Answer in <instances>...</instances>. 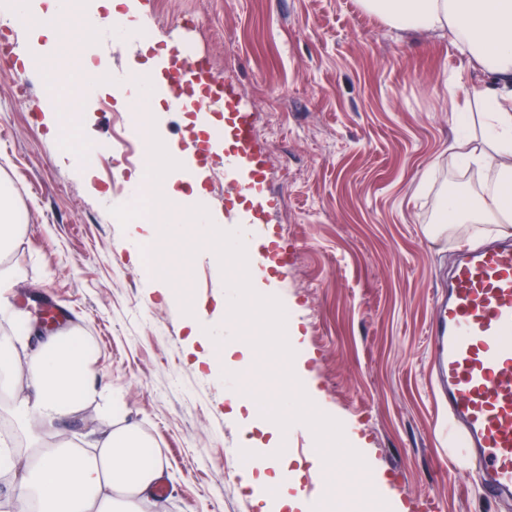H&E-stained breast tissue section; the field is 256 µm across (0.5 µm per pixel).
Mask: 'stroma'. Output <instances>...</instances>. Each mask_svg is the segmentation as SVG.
<instances>
[{
	"label": "stroma",
	"instance_id": "stroma-1",
	"mask_svg": "<svg viewBox=\"0 0 512 512\" xmlns=\"http://www.w3.org/2000/svg\"><path fill=\"white\" fill-rule=\"evenodd\" d=\"M134 9L142 44L105 27L60 31L65 64L50 75L18 65L28 29L0 15V183L24 217L0 268L18 279L9 304L43 333L83 329L98 381L121 399L118 426L136 425L162 459L166 493L147 512H254L235 455L242 423L227 396L236 389L259 405L283 377L267 359L269 332L242 304L225 307L223 323L249 359L227 370L185 355L182 300L215 306L232 267L189 243L149 242L144 265L130 258L128 191L145 146L121 144L136 105L117 99L114 83L138 67L165 74V46L187 16L186 48L253 110L279 198L260 214L269 236L255 242L274 280L267 302L288 313L337 447L347 462L367 458L389 492L378 507L356 475L332 482L308 471L303 483L319 481L334 512H408L412 495L436 498L444 512H512V500L480 497L463 452L449 454L446 410L429 388L433 300L461 246L501 239L496 225L459 224L445 209L451 177L469 171L451 143L487 147L482 69L447 31L398 30L361 0H135ZM87 36L113 78L82 99L78 124L59 138L42 107L53 91L78 95ZM154 104L161 141L190 148L196 114L169 111L162 97ZM159 288L172 302L157 299ZM44 308L59 320L41 321Z\"/></svg>",
	"mask_w": 512,
	"mask_h": 512
}]
</instances>
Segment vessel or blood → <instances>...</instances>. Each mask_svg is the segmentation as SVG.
Returning <instances> with one entry per match:
<instances>
[{
  "label": "vessel or blood",
  "instance_id": "1",
  "mask_svg": "<svg viewBox=\"0 0 512 512\" xmlns=\"http://www.w3.org/2000/svg\"><path fill=\"white\" fill-rule=\"evenodd\" d=\"M172 56L179 85L191 90L171 100L172 110L223 113V152L208 139L196 151L234 179L231 200L250 201L265 180L250 111L232 87L213 80L209 68L186 61L177 49ZM426 334L437 387L448 402L449 444L463 448L484 498L512 497V243L463 251Z\"/></svg>",
  "mask_w": 512,
  "mask_h": 512
}]
</instances>
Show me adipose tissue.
Returning <instances> with one entry per match:
<instances>
[{"label":"adipose tissue","mask_w":512,"mask_h":512,"mask_svg":"<svg viewBox=\"0 0 512 512\" xmlns=\"http://www.w3.org/2000/svg\"><path fill=\"white\" fill-rule=\"evenodd\" d=\"M75 0H48L33 9L30 0H7L9 16H26L34 38L43 39L46 55L61 52L50 15L73 12ZM364 7L407 30L446 29L490 80L480 94L489 106L488 136L492 150L470 154L475 164L494 170L496 180L472 207L459 216L472 224H495L500 233L512 232V206L505 193L512 189V0H363ZM139 190L162 203L151 224L170 245L185 233L201 242L220 241L225 254L238 255V243L248 231L238 227L224 234L215 224L200 190L185 192L175 178H143ZM0 319L13 335L0 338V389L9 393L21 416L30 450L18 455L0 440V464L14 472L16 485L7 501L8 512H142L155 495L162 463L140 433L113 428L118 400L99 385L92 368L93 352L79 328L41 334L20 312L0 302ZM296 365L277 386V417L287 421L316 415L308 392L294 386ZM94 410L99 427L90 429L88 447H81L64 421ZM277 459L245 479L256 487V512H309L288 481V452L281 434L271 441Z\"/></svg>","instance_id":"1"}]
</instances>
